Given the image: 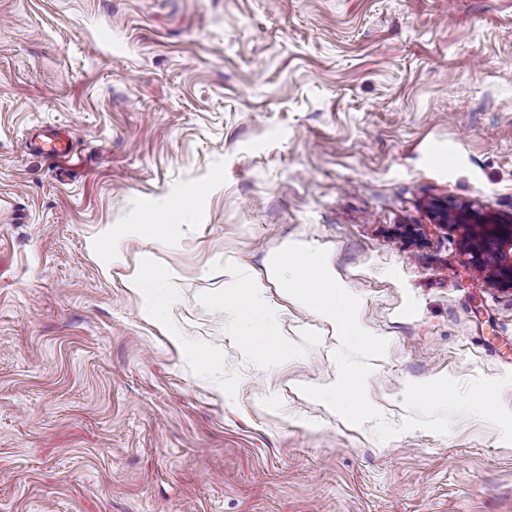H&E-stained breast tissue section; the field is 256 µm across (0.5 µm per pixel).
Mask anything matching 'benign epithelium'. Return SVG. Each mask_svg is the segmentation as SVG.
<instances>
[{
	"instance_id": "benign-epithelium-1",
	"label": "benign epithelium",
	"mask_w": 512,
	"mask_h": 512,
	"mask_svg": "<svg viewBox=\"0 0 512 512\" xmlns=\"http://www.w3.org/2000/svg\"><path fill=\"white\" fill-rule=\"evenodd\" d=\"M432 218L436 224L461 229L472 262L487 271L490 284L512 288V218L506 220L491 211L447 201L434 204Z\"/></svg>"
}]
</instances>
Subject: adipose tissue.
I'll list each match as a JSON object with an SVG mask.
<instances>
[{"label": "adipose tissue", "instance_id": "ef3b65f1", "mask_svg": "<svg viewBox=\"0 0 512 512\" xmlns=\"http://www.w3.org/2000/svg\"><path fill=\"white\" fill-rule=\"evenodd\" d=\"M189 205V200L185 198L170 200L166 205L169 215L166 223L158 224L148 217L137 224L107 228L91 240L89 249L95 256L113 257L117 255L121 241L129 237L179 243L188 230L187 225L181 224L179 218ZM126 286L143 300V314L147 320L160 326L168 325L171 304L164 278L142 272L131 275L126 281Z\"/></svg>", "mask_w": 512, "mask_h": 512}]
</instances>
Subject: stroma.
<instances>
[{
	"instance_id": "stroma-1",
	"label": "stroma",
	"mask_w": 512,
	"mask_h": 512,
	"mask_svg": "<svg viewBox=\"0 0 512 512\" xmlns=\"http://www.w3.org/2000/svg\"><path fill=\"white\" fill-rule=\"evenodd\" d=\"M70 131L63 159L31 149ZM179 244L89 240L174 198ZM512 215V0H0V512H512V443L472 414L402 430L408 384L512 373V289L439 199ZM297 240L388 342L366 396L396 437L306 386L331 326L266 286L263 369L201 293ZM152 254L172 319L124 286ZM204 346L224 391L185 357Z\"/></svg>"
}]
</instances>
